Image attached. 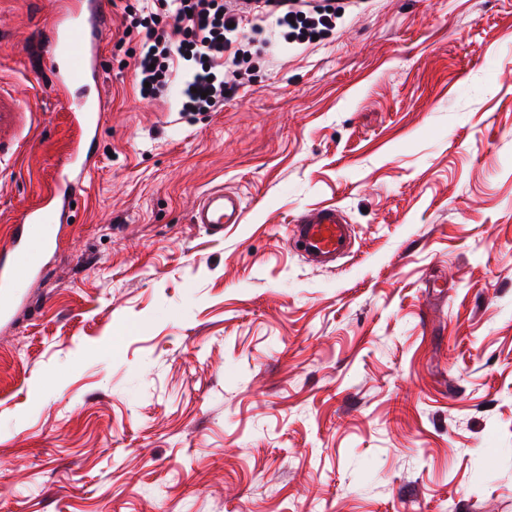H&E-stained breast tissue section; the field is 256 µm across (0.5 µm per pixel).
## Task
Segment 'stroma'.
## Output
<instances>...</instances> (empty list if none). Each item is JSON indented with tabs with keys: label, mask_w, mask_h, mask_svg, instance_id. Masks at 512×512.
<instances>
[{
	"label": "stroma",
	"mask_w": 512,
	"mask_h": 512,
	"mask_svg": "<svg viewBox=\"0 0 512 512\" xmlns=\"http://www.w3.org/2000/svg\"><path fill=\"white\" fill-rule=\"evenodd\" d=\"M86 190L0 322V512H512V0H315L323 40L242 39L223 108L141 99L133 0H99ZM56 0H0V251L78 138ZM237 192L223 239L199 198ZM355 229L334 266L285 235ZM236 449L233 457L225 449ZM34 113L9 90L0 86V158H3L2 146L13 143L16 131L27 122L31 123ZM351 231L348 216L337 205L305 208L287 225V237L302 246L310 261L321 266L334 262L349 250Z\"/></svg>",
	"instance_id": "obj_1"
}]
</instances>
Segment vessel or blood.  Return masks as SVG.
I'll return each mask as SVG.
<instances>
[{
	"instance_id": "obj_1",
	"label": "vessel or blood",
	"mask_w": 512,
	"mask_h": 512,
	"mask_svg": "<svg viewBox=\"0 0 512 512\" xmlns=\"http://www.w3.org/2000/svg\"><path fill=\"white\" fill-rule=\"evenodd\" d=\"M107 19L93 0H64L57 8L52 24V47L57 62L52 71L56 91L100 85L95 54L96 39ZM102 97L79 100L70 107V119L80 131L79 140L59 171L53 190L40 201L24 209L10 234L11 244L0 253V297L22 299L15 283L37 279L42 267L31 249L39 230L49 215L65 216L71 200L84 188V178L91 164L89 141L95 140L102 119L90 112V105H102ZM34 112L12 93L0 87V147L12 144L16 131L30 122ZM244 208L240 197L231 191L215 189L205 193L192 212L193 223L203 225L212 237L224 235L228 224L241 223ZM288 235L302 247L306 257L324 266L345 254L351 244V225L345 211L338 206L306 208L299 211L287 227Z\"/></svg>"
}]
</instances>
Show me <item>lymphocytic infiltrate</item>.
Returning a JSON list of instances; mask_svg holds the SVG:
<instances>
[{
  "instance_id": "lymphocytic-infiltrate-1",
  "label": "lymphocytic infiltrate",
  "mask_w": 512,
  "mask_h": 512,
  "mask_svg": "<svg viewBox=\"0 0 512 512\" xmlns=\"http://www.w3.org/2000/svg\"><path fill=\"white\" fill-rule=\"evenodd\" d=\"M259 13L290 27L301 40L327 35L336 27L335 13L303 8L301 0H237L233 7L227 0H149L131 11L129 24L144 33L138 62L141 96L165 92L173 73L189 62L193 70L181 89L183 111H217L226 91L217 69L226 61H238L234 36Z\"/></svg>"
}]
</instances>
